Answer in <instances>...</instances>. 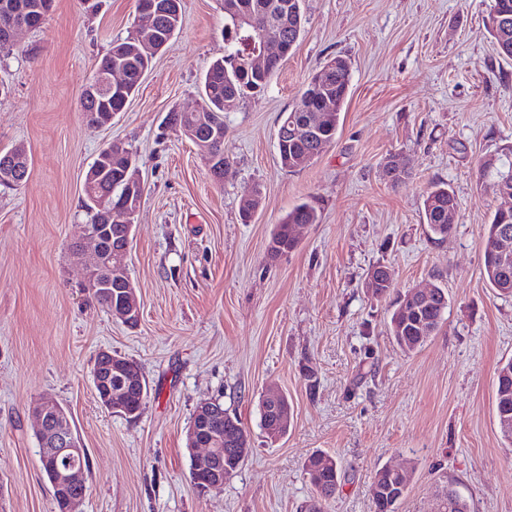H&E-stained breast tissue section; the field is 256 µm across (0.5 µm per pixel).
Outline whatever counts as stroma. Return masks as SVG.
<instances>
[{"label":"stroma","instance_id":"35a3bbf8","mask_svg":"<svg viewBox=\"0 0 512 512\" xmlns=\"http://www.w3.org/2000/svg\"><path fill=\"white\" fill-rule=\"evenodd\" d=\"M224 0H184L181 29L111 125H87L80 98L113 40L137 24L136 0H53L23 50L0 52V152L31 167L0 186V512H57L32 405L70 413L88 457L79 512H304L317 451L341 463L326 512H372L371 482L409 469L398 512H433L456 481L471 512H512V447L495 414L498 367L512 359V296L483 274V240L512 200L481 164H512V59L487 31L492 0H305L308 22L264 94L226 113L230 163L215 179L197 147L165 123L200 103V80L224 53ZM351 66L334 141L309 165L280 164L276 133L312 74ZM122 141L145 182L126 259L141 304L130 327L85 291L71 247L87 222L83 178ZM411 160L399 188L386 157ZM434 182L457 201L448 237H431L422 200ZM262 201L242 221L253 194ZM314 203L320 220L272 261L276 224ZM440 286L436 336L407 350L389 334L391 297ZM136 361L149 396L136 417L104 408L91 370L100 350ZM286 393L293 420L270 440L259 402ZM219 399L250 435L224 486L197 492L186 433L196 406Z\"/></svg>","mask_w":512,"mask_h":512}]
</instances>
